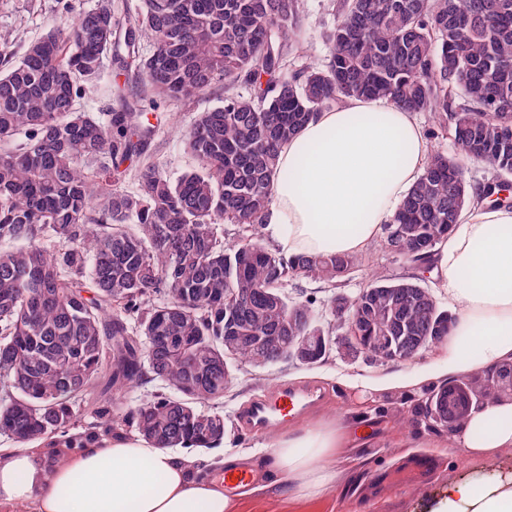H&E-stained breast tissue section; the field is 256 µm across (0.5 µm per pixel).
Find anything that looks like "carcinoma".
Returning <instances> with one entry per match:
<instances>
[{"label": "carcinoma", "mask_w": 512, "mask_h": 512, "mask_svg": "<svg viewBox=\"0 0 512 512\" xmlns=\"http://www.w3.org/2000/svg\"><path fill=\"white\" fill-rule=\"evenodd\" d=\"M336 12L325 62L291 76L300 0H142L132 17L104 0L0 70V142L15 141L0 151V241L22 243L0 252V436L27 446L127 426L162 449L209 450L227 431L218 404L237 363H286L304 344L305 365L338 347L395 360L448 338L453 315L414 275L290 297L299 277L336 289L362 259L287 258L258 233L282 144L352 98L448 111L456 150L431 154L374 249L428 269L473 204L512 207L492 198L501 182L474 191L464 171L512 175V0H336ZM108 57L135 91L116 86L121 106L99 120L77 102ZM220 83L224 100L185 134L197 166L173 180L146 159L156 130L142 102ZM128 177L132 190L114 188ZM225 223L248 243L224 242ZM151 382L162 390L112 409L110 392ZM470 394L500 389L452 379L424 392L414 423L462 425Z\"/></svg>", "instance_id": "cac0c4a2"}]
</instances>
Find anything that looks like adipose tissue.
<instances>
[{"mask_svg": "<svg viewBox=\"0 0 512 512\" xmlns=\"http://www.w3.org/2000/svg\"><path fill=\"white\" fill-rule=\"evenodd\" d=\"M430 148L413 113L383 99H351L306 124L279 151L262 232L285 256L356 254L380 239L423 173ZM435 261L449 306L459 311L433 375L494 370L512 362V209L470 208ZM348 433L332 421L289 428L263 464L296 498L316 501L354 469L339 450ZM468 457L512 448V400L487 401L455 434ZM213 465L132 437L104 438L47 464L41 449L0 446V512H239ZM436 512H512V477L452 479Z\"/></svg>", "mask_w": 512, "mask_h": 512, "instance_id": "1", "label": "adipose tissue"}]
</instances>
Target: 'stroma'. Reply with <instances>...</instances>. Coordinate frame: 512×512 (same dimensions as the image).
Returning a JSON list of instances; mask_svg holds the SVG:
<instances>
[{"label": "stroma", "mask_w": 512, "mask_h": 512, "mask_svg": "<svg viewBox=\"0 0 512 512\" xmlns=\"http://www.w3.org/2000/svg\"><path fill=\"white\" fill-rule=\"evenodd\" d=\"M98 0H69V12L60 15L57 0H0V42L19 44L45 34L61 18L75 19L95 8ZM336 0H301L302 19L297 30L300 45L298 57L289 59V69L302 64L324 61L328 54L323 39L324 30L335 24ZM223 91L193 97L178 103L162 104L157 112L158 132L149 146L152 161L157 162L171 178H178L195 167L181 137L197 114L219 104ZM358 271L344 278L341 292L353 295L377 278L412 275V267L391 254L370 250L362 255ZM436 349L425 350L405 360L373 361L362 355L331 354L315 365L298 362L282 363L267 368L249 364L238 365L234 379L224 392L222 407L228 423V436L234 451L246 452L256 444H271L279 430L250 432L237 421L235 414L244 404L264 397L278 384L312 385L325 392L321 405L311 414L312 419L329 418L356 434L368 429L367 439H356L353 446L343 448V455L355 458L356 487L329 493L325 500L308 502L294 500L271 491L258 498L246 499L242 512H436L447 497V485L452 478L492 477L512 473V450L501 451L494 461L477 465L463 464V449L454 437L440 432L445 446L432 453L435 467L422 478L409 474L406 463L420 456L417 448L407 442L415 434L410 417L424 386L377 392L364 397L362 381L392 378L410 368L434 371Z\"/></svg>", "instance_id": "stroma-1"}]
</instances>
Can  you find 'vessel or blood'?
Here are the masks:
<instances>
[{"label": "vessel or blood", "instance_id": "vessel-or-blood-1", "mask_svg": "<svg viewBox=\"0 0 512 512\" xmlns=\"http://www.w3.org/2000/svg\"><path fill=\"white\" fill-rule=\"evenodd\" d=\"M321 401L322 395L315 387L284 384L266 401L249 407L245 417L254 427L268 429L300 417Z\"/></svg>", "mask_w": 512, "mask_h": 512}]
</instances>
